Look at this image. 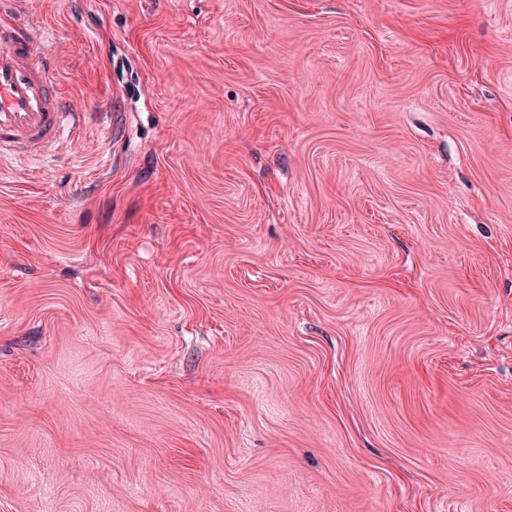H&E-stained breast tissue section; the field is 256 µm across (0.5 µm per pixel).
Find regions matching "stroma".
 Returning a JSON list of instances; mask_svg holds the SVG:
<instances>
[{"instance_id":"stroma-1","label":"stroma","mask_w":512,"mask_h":512,"mask_svg":"<svg viewBox=\"0 0 512 512\" xmlns=\"http://www.w3.org/2000/svg\"><path fill=\"white\" fill-rule=\"evenodd\" d=\"M28 12L0 512H512V0ZM0 3V163L34 160L62 147L81 129V113L61 90L27 0Z\"/></svg>"}]
</instances>
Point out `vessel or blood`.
Segmentation results:
<instances>
[{"mask_svg":"<svg viewBox=\"0 0 512 512\" xmlns=\"http://www.w3.org/2000/svg\"><path fill=\"white\" fill-rule=\"evenodd\" d=\"M27 0L0 8V160H34L62 147L81 114L61 90Z\"/></svg>","mask_w":512,"mask_h":512,"instance_id":"obj_1","label":"vessel or blood"}]
</instances>
